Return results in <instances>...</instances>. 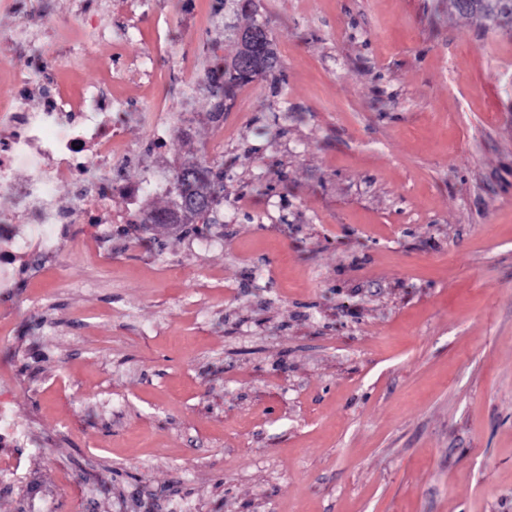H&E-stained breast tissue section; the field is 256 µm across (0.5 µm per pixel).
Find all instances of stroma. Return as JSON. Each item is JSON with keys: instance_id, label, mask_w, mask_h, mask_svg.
<instances>
[{"instance_id": "obj_1", "label": "stroma", "mask_w": 512, "mask_h": 512, "mask_svg": "<svg viewBox=\"0 0 512 512\" xmlns=\"http://www.w3.org/2000/svg\"><path fill=\"white\" fill-rule=\"evenodd\" d=\"M256 2L279 64L220 111L224 0H0V101L39 58L32 106L135 70L123 93L191 126L157 150L113 112L118 182L224 176L202 232L117 195L121 223L18 266L0 512H512V31L451 0ZM46 69L47 65L44 62L36 60L27 70L14 73L12 78L27 93L36 95L40 93L42 87L40 81Z\"/></svg>"}]
</instances>
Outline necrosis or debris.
Segmentation results:
<instances>
[{"instance_id":"obj_1","label":"necrosis or debris","mask_w":512,"mask_h":512,"mask_svg":"<svg viewBox=\"0 0 512 512\" xmlns=\"http://www.w3.org/2000/svg\"><path fill=\"white\" fill-rule=\"evenodd\" d=\"M115 105L132 112L137 102L105 84L76 102L53 98L38 108L0 107V194L16 203L12 213L0 215V241L10 244L0 250V288L13 287L21 256L55 248L56 225L80 223L91 212L98 223H111L110 197L134 195V188L112 182L113 169L127 157L120 131L90 118ZM20 167L27 172L22 179L15 176ZM62 183L79 186L81 212L58 207L54 189Z\"/></svg>"}]
</instances>
